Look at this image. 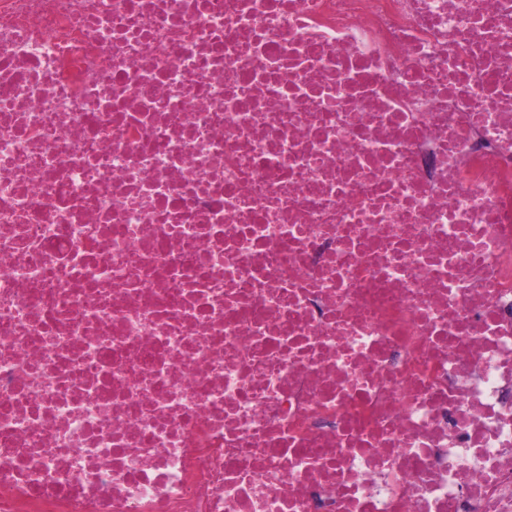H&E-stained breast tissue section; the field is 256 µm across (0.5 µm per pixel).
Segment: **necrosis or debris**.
Wrapping results in <instances>:
<instances>
[{"label": "necrosis or debris", "instance_id": "necrosis-or-debris-1", "mask_svg": "<svg viewBox=\"0 0 512 512\" xmlns=\"http://www.w3.org/2000/svg\"><path fill=\"white\" fill-rule=\"evenodd\" d=\"M0 512H512V0H0Z\"/></svg>", "mask_w": 512, "mask_h": 512}]
</instances>
